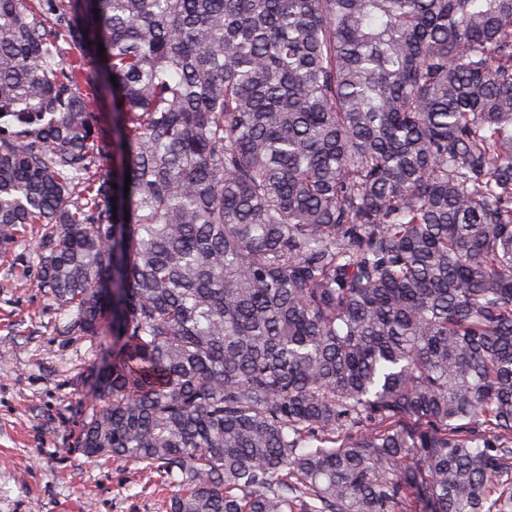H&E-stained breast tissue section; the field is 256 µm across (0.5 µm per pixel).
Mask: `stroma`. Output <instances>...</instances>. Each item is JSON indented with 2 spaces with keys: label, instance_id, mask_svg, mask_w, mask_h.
<instances>
[{
  "label": "stroma",
  "instance_id": "35a3bbf8",
  "mask_svg": "<svg viewBox=\"0 0 512 512\" xmlns=\"http://www.w3.org/2000/svg\"><path fill=\"white\" fill-rule=\"evenodd\" d=\"M40 233L28 225L23 246L0 256V512H163L175 486L75 446L107 342L55 330L65 315L33 283L28 247Z\"/></svg>",
  "mask_w": 512,
  "mask_h": 512
}]
</instances>
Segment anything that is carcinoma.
I'll return each mask as SVG.
<instances>
[{"instance_id": "cac0c4a2", "label": "carcinoma", "mask_w": 512, "mask_h": 512, "mask_svg": "<svg viewBox=\"0 0 512 512\" xmlns=\"http://www.w3.org/2000/svg\"><path fill=\"white\" fill-rule=\"evenodd\" d=\"M28 224L168 512H512V0H0Z\"/></svg>"}]
</instances>
